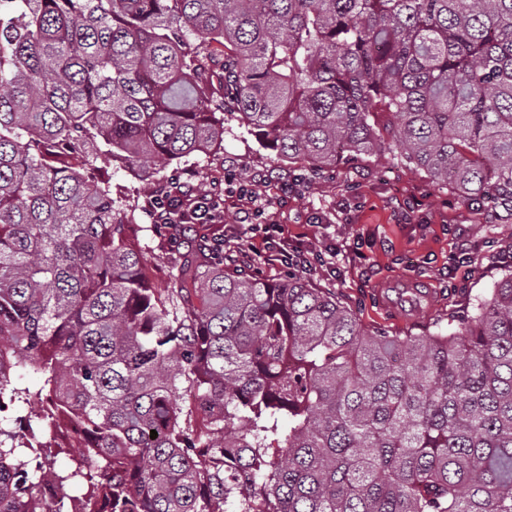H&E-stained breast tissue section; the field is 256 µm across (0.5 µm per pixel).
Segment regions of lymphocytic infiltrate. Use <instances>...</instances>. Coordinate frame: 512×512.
<instances>
[{
    "label": "lymphocytic infiltrate",
    "mask_w": 512,
    "mask_h": 512,
    "mask_svg": "<svg viewBox=\"0 0 512 512\" xmlns=\"http://www.w3.org/2000/svg\"><path fill=\"white\" fill-rule=\"evenodd\" d=\"M225 192L205 194H158L153 201V215L159 229L171 224H213L232 206L238 223L252 235L256 244L251 252L268 264L286 268L314 269L324 266L325 253L311 245H297L289 238L284 225L278 224L260 200L262 183L257 178L227 176Z\"/></svg>",
    "instance_id": "f902f5d3"
}]
</instances>
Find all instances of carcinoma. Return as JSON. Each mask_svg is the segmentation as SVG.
Instances as JSON below:
<instances>
[{
    "label": "carcinoma",
    "mask_w": 512,
    "mask_h": 512,
    "mask_svg": "<svg viewBox=\"0 0 512 512\" xmlns=\"http://www.w3.org/2000/svg\"><path fill=\"white\" fill-rule=\"evenodd\" d=\"M228 116L512 204V0H0V406L85 434L1 415L0 512H512V273L428 336L211 241L156 287L97 161L156 185Z\"/></svg>",
    "instance_id": "1"
}]
</instances>
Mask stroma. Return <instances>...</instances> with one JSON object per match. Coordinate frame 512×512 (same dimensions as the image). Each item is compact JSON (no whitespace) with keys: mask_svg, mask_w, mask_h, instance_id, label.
<instances>
[{"mask_svg":"<svg viewBox=\"0 0 512 512\" xmlns=\"http://www.w3.org/2000/svg\"><path fill=\"white\" fill-rule=\"evenodd\" d=\"M159 169L166 185L186 170L195 171L202 191L224 189L228 173L246 177L259 171L266 180L262 196L274 202L279 177L300 175L301 187L287 206L276 205L275 219L298 242H308L320 231L331 243L346 245L334 269L308 270L304 276L314 287L335 291L368 331L399 336L436 332L452 317L470 313V301L512 270V206L463 198L388 149L372 157L346 155L335 168L318 171L305 162L276 157L232 120L221 149L187 163L163 162ZM109 172L113 186L137 200L131 239L147 257L157 287H168L183 244L156 233L150 206L154 188L118 166H110ZM321 217L327 224L319 229L314 222ZM358 237L364 246L357 255L348 246ZM462 254L471 274L465 281L451 279L448 262ZM404 277L425 280L432 304L401 313L379 305L376 291Z\"/></svg>","mask_w":512,"mask_h":512,"instance_id":"1","label":"stroma"}]
</instances>
